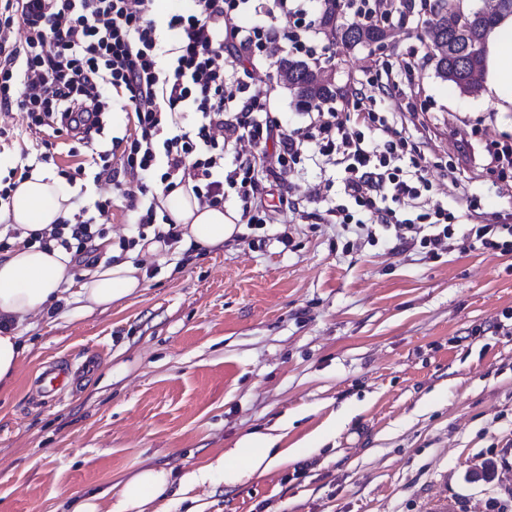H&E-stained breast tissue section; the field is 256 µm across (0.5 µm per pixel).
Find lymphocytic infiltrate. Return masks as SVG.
Returning a JSON list of instances; mask_svg holds the SVG:
<instances>
[{"label":"lymphocytic infiltrate","instance_id":"lymphocytic-infiltrate-1","mask_svg":"<svg viewBox=\"0 0 512 512\" xmlns=\"http://www.w3.org/2000/svg\"><path fill=\"white\" fill-rule=\"evenodd\" d=\"M194 2L192 11L161 21L155 0H0V110L22 112L29 129L46 127L90 149L101 163L95 180L110 182L133 209L156 179L167 193L191 190L202 207L223 205L227 190H235L241 223L266 224L271 216L259 180L276 182L314 152L341 166L349 200L328 208L324 223L355 225L357 236L370 240L377 229H390L400 246L433 254L447 251L453 239L463 250L479 245L512 254V224L465 228L439 206L413 220L397 219L395 204L427 195L433 182L421 143L409 142L375 112L372 99L352 100L349 115L309 112L306 126L288 131L258 95L229 83L235 62L225 56L226 44H238L248 60L268 64L284 40L296 52L313 55L309 43L323 27L308 0ZM248 11L258 22L234 24L235 16ZM276 13L290 18L291 26L265 24ZM18 24L23 37L15 41ZM163 30L173 37L171 49L161 43ZM116 95L125 98L134 122L119 153L99 141ZM189 113L194 120L188 124ZM367 129L377 132L378 143L366 141ZM229 152L234 160L228 165ZM405 156L415 170L410 179L398 165ZM353 206L373 216V223L352 221ZM102 234L93 218L77 212L28 240L71 252L82 270L95 264L93 242Z\"/></svg>","mask_w":512,"mask_h":512}]
</instances>
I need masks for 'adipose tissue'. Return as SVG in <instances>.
I'll list each match as a JSON object with an SVG mask.
<instances>
[{
    "label": "adipose tissue",
    "instance_id": "ef3b65f1",
    "mask_svg": "<svg viewBox=\"0 0 512 512\" xmlns=\"http://www.w3.org/2000/svg\"><path fill=\"white\" fill-rule=\"evenodd\" d=\"M484 98L498 111L512 112V15L502 19L485 44ZM183 240L206 247L219 246L236 231L234 216L220 207H200L190 192L179 188L160 197ZM69 194L50 174L31 173L14 190L9 205L0 209V223L12 228L43 231L69 218ZM145 278L142 267L118 260L75 275L70 256L60 248L46 251L39 245L17 244L0 257V389H12L25 346L16 328L27 319L48 313L54 305L76 296L87 309L108 308L132 295ZM300 447L278 449L276 437L252 433L242 437L227 454L194 477L173 478L171 472L148 468L119 481L114 503L107 491L84 494L71 504V512H139L163 497L171 486L189 481L205 482L211 473L223 474L233 483L244 476L265 473L287 460L303 457Z\"/></svg>",
    "mask_w": 512,
    "mask_h": 512
}]
</instances>
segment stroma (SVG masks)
<instances>
[{
  "label": "stroma",
  "instance_id": "35a3bbf8",
  "mask_svg": "<svg viewBox=\"0 0 512 512\" xmlns=\"http://www.w3.org/2000/svg\"><path fill=\"white\" fill-rule=\"evenodd\" d=\"M432 0H388L382 43L317 50L336 92L355 94L423 143L432 203L462 224L512 222V179L486 167L485 146L512 144V112L482 93L449 96L422 39ZM235 82L285 128L304 126L274 66L243 61ZM0 178L23 163L49 173L88 160L57 140L44 158L20 116L0 114ZM320 190L304 214L279 208L217 247L120 249L139 214L109 182L78 177L72 209L112 201L96 246L144 265L142 288L112 307L70 299L18 329L26 352L0 393V512H67L89 490L142 469L193 473L250 433L279 448L317 433L299 461L234 484L215 476L146 512H499L512 504V254L433 258L394 240L349 249L352 232L319 215L341 203L337 167L307 161L282 195ZM70 369L58 398L36 380ZM287 429H280L281 420Z\"/></svg>",
  "mask_w": 512,
  "mask_h": 512
}]
</instances>
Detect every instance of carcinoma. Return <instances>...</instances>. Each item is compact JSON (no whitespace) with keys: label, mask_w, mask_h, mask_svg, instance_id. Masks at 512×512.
Instances as JSON below:
<instances>
[{"label":"carcinoma","mask_w":512,"mask_h":512,"mask_svg":"<svg viewBox=\"0 0 512 512\" xmlns=\"http://www.w3.org/2000/svg\"><path fill=\"white\" fill-rule=\"evenodd\" d=\"M432 12L442 20L450 13L457 14L454 25L436 23L424 29L422 35L431 48L437 77L452 83L463 93L474 92L471 74L477 68H484L486 36L501 18L512 15V0H499V9L491 16L484 15L479 7L460 12L456 0H434ZM324 25L330 29L332 38L349 47L369 44L385 36V30L372 24H337L331 9L325 13ZM315 68L316 65L302 59L284 58L279 63L283 80L303 108L335 95L329 87H309L308 77Z\"/></svg>","instance_id":"1"}]
</instances>
